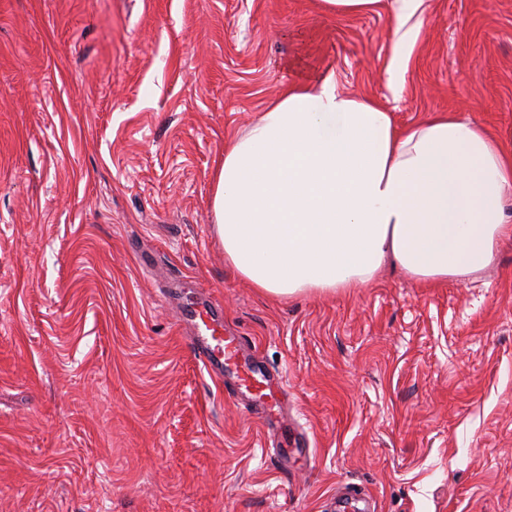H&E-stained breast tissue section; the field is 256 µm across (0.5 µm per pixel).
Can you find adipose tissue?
I'll return each mask as SVG.
<instances>
[{
  "instance_id": "1",
  "label": "adipose tissue",
  "mask_w": 512,
  "mask_h": 512,
  "mask_svg": "<svg viewBox=\"0 0 512 512\" xmlns=\"http://www.w3.org/2000/svg\"><path fill=\"white\" fill-rule=\"evenodd\" d=\"M387 83L397 90L424 0H394ZM512 150L437 112L397 127L334 73L294 82L224 145L213 216L225 260L276 297L368 284L384 264L421 284L465 281L512 236Z\"/></svg>"
}]
</instances>
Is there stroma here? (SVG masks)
<instances>
[{
    "instance_id": "1",
    "label": "stroma",
    "mask_w": 512,
    "mask_h": 512,
    "mask_svg": "<svg viewBox=\"0 0 512 512\" xmlns=\"http://www.w3.org/2000/svg\"><path fill=\"white\" fill-rule=\"evenodd\" d=\"M392 96L391 0H0V512H512V239L472 280L278 299L224 258V143L335 71L398 125L512 147V0H425ZM219 304L302 449L210 375ZM323 7L336 15L373 11L380 0H322ZM180 321L193 330L191 346L207 371L224 375V366L247 348L242 336H224V324L217 308L190 305L180 311Z\"/></svg>"
}]
</instances>
